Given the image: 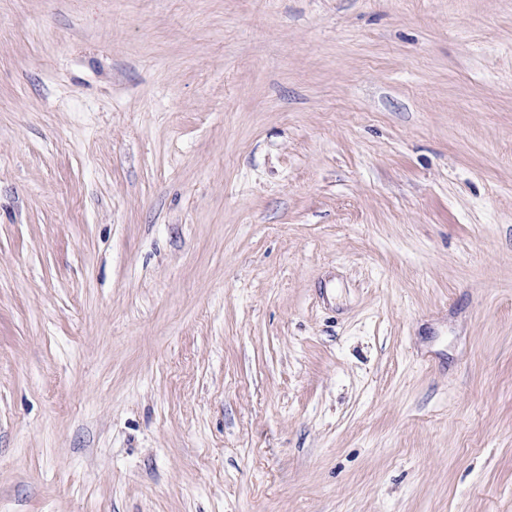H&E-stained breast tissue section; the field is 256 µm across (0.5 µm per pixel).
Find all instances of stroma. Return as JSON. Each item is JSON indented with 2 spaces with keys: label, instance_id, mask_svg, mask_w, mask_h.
<instances>
[{
  "label": "stroma",
  "instance_id": "35a3bbf8",
  "mask_svg": "<svg viewBox=\"0 0 512 512\" xmlns=\"http://www.w3.org/2000/svg\"><path fill=\"white\" fill-rule=\"evenodd\" d=\"M0 512H512V0H0Z\"/></svg>",
  "mask_w": 512,
  "mask_h": 512
}]
</instances>
